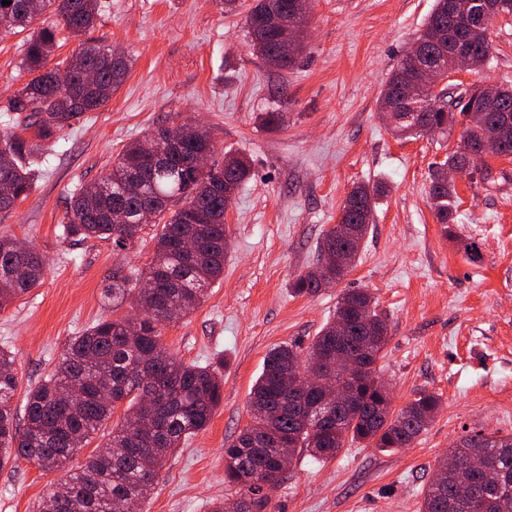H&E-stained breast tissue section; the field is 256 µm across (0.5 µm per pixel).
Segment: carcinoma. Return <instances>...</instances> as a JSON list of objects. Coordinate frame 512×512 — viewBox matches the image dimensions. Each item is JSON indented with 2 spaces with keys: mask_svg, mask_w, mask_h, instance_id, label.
<instances>
[{
  "mask_svg": "<svg viewBox=\"0 0 512 512\" xmlns=\"http://www.w3.org/2000/svg\"><path fill=\"white\" fill-rule=\"evenodd\" d=\"M99 0H12L0 4V35L26 33L19 69L28 82L9 98L3 111L13 113V129L0 134V153L10 163L0 165V183L13 194L0 197L5 217L32 189L35 172L30 158L38 144L24 136L35 128L37 138L51 139L81 115L111 98L124 81L130 59L110 54L103 42L84 43L62 63L49 66L59 34L78 35L94 26ZM293 0H254L245 16L250 42L259 57L280 70L295 59L280 58L281 38L273 16L289 10ZM50 12L56 21L46 24ZM485 26L472 23L462 30L448 18L445 0L436 5L416 40L431 60L444 63L442 43L466 34L472 66L488 65L490 46ZM93 71L96 82H84ZM411 55L404 54L381 92V111L393 113L394 130L401 135H423L448 129V114L465 117L479 112L482 119L467 125L458 149L436 162L430 176L429 198L443 235L457 243L467 258H481L480 245L458 237L450 225L456 221L457 193L445 179L448 168L472 169L476 159L466 147L492 138L501 117L512 115V85L496 86L485 95L472 86L458 95L426 88L414 106L401 100V86L411 78ZM209 149L217 155L211 135L185 123L172 131L160 127L127 144L100 180L73 193L64 217L62 235L68 239L98 238L124 249L139 240L146 225L142 212L153 210L158 231L154 250L143 270H112L103 291L106 304L117 311L128 301L139 310L136 317H103L71 338L52 374L28 388L24 423H19L10 400L17 388L15 358L0 348V467L28 460L46 472L63 467L87 445L101 425L123 408L120 423L109 434V451L91 453L67 481L50 490L36 504V512H131V505L150 498L159 472L168 458L204 430L223 400L224 379L211 364H185L162 342V327L172 321L169 312L186 317L199 308L207 287L224 275L228 239L224 224V189L241 186L251 162L234 156L229 164L215 160L211 172L191 165L195 152ZM385 193L379 184L354 187L343 205L339 224L354 229L353 238H341L336 228L325 232L319 253H342L346 261L318 273L309 270L290 284L294 295H315L343 280L353 269L369 229L376 198ZM121 208L128 223H112V209ZM195 240L191 251L185 240ZM15 238L0 236V308L38 286L47 271L36 250L20 254ZM388 326L373 297L362 289L345 291L336 312L301 355L294 345L282 344L266 354L261 374L250 397L252 423L224 448V480L236 495L213 504L212 512H264L268 497L258 481L279 470V457L304 453L316 460L335 457L347 443L366 442L382 449L407 448L434 420L442 406L440 395L421 393L395 411L390 393L376 381V364L388 343ZM318 359L319 370L346 387L348 406H327L317 388L305 392L302 402L288 405L294 374ZM82 392L69 399L68 389ZM475 448L487 451L495 477L465 467H450L440 481L428 483L420 512H457L454 502L464 488L474 492L467 512H512V434L466 435L449 453L467 458Z\"/></svg>",
  "mask_w": 512,
  "mask_h": 512,
  "instance_id": "carcinoma-1",
  "label": "carcinoma"
}]
</instances>
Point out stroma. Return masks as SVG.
<instances>
[{
	"mask_svg": "<svg viewBox=\"0 0 512 512\" xmlns=\"http://www.w3.org/2000/svg\"><path fill=\"white\" fill-rule=\"evenodd\" d=\"M435 0H309L304 48L287 70L254 52L243 15L216 0H99L96 26L62 40L55 60L82 41L125 52L132 66L101 108L45 141L28 197L0 220V236L35 248L49 264L39 288L0 310V348L16 360L25 390L55 369L71 336L111 315L101 291L114 267L141 268L150 236L126 249L63 238L72 191L99 180L131 141L195 118L219 155L243 154L251 175L224 222V277L201 307L162 331L184 363L223 360L224 400L208 427L170 457L139 512H210L234 496L224 481V444L250 422L249 394L273 346H308L339 295L361 288L389 324L378 374L401 409L419 393L443 405L410 447L386 451L354 442L335 458L299 455L289 479L268 493L265 512H419L422 493L452 444L478 430L512 433V157L478 160L482 176L456 180L460 237L481 243L470 262L441 231L429 174L460 142L447 134L397 136L380 109L384 82L412 45ZM492 61L452 75V86L512 84V18L488 29ZM24 34L0 36V105L27 82L19 69ZM283 109L281 129L259 115ZM385 183L352 271L314 296L291 281L312 268L353 186ZM62 472L25 460L0 468V512H33Z\"/></svg>",
	"mask_w": 512,
	"mask_h": 512,
	"instance_id": "1",
	"label": "stroma"
}]
</instances>
